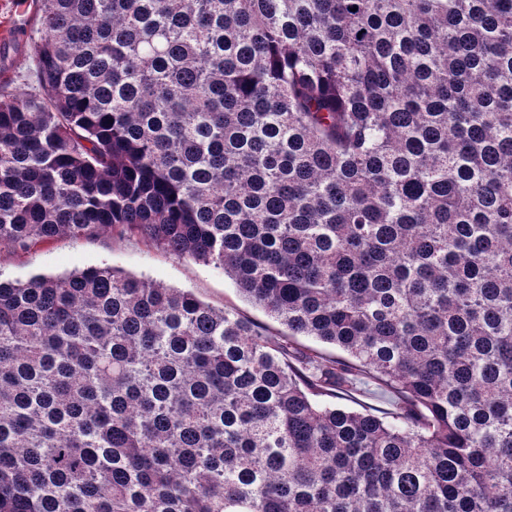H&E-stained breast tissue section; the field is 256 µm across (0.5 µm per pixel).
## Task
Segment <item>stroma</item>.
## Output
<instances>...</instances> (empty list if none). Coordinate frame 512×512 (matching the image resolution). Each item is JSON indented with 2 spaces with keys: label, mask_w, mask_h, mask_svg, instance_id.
<instances>
[{
  "label": "stroma",
  "mask_w": 512,
  "mask_h": 512,
  "mask_svg": "<svg viewBox=\"0 0 512 512\" xmlns=\"http://www.w3.org/2000/svg\"><path fill=\"white\" fill-rule=\"evenodd\" d=\"M32 0H0V84L33 85L35 64L22 48L24 32L34 18ZM109 266L135 276L193 291L218 308H233L245 318L266 325L271 333L282 330L260 308L238 292L222 270L171 256L145 241L116 243L104 235L92 241L61 238L23 256L0 252V279L25 282L37 274L62 275L89 267Z\"/></svg>",
  "instance_id": "stroma-1"
}]
</instances>
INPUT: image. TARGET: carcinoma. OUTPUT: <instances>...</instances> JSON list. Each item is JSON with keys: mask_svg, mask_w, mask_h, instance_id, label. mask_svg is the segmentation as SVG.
I'll return each mask as SVG.
<instances>
[{"mask_svg": "<svg viewBox=\"0 0 512 512\" xmlns=\"http://www.w3.org/2000/svg\"><path fill=\"white\" fill-rule=\"evenodd\" d=\"M34 2L0 250L110 229L286 333L0 280V512H512V0Z\"/></svg>", "mask_w": 512, "mask_h": 512, "instance_id": "1", "label": "carcinoma"}]
</instances>
